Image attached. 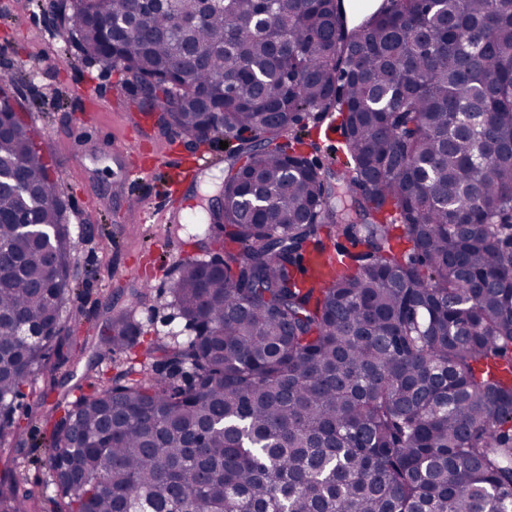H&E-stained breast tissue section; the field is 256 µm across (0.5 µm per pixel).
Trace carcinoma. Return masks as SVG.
I'll use <instances>...</instances> for the list:
<instances>
[{
    "instance_id": "cac0c4a2",
    "label": "carcinoma",
    "mask_w": 512,
    "mask_h": 512,
    "mask_svg": "<svg viewBox=\"0 0 512 512\" xmlns=\"http://www.w3.org/2000/svg\"><path fill=\"white\" fill-rule=\"evenodd\" d=\"M390 2L347 29L344 0H71L86 56L239 147L224 267L191 258L170 285L194 336L52 408L57 512H512V0ZM12 83L0 512H37L12 467L18 399L86 343L62 324L75 242ZM296 112L338 114L339 167L303 168ZM109 324L100 352L144 341L122 310Z\"/></svg>"
}]
</instances>
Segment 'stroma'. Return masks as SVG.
Returning <instances> with one entry per match:
<instances>
[{
  "label": "stroma",
  "mask_w": 512,
  "mask_h": 512,
  "mask_svg": "<svg viewBox=\"0 0 512 512\" xmlns=\"http://www.w3.org/2000/svg\"><path fill=\"white\" fill-rule=\"evenodd\" d=\"M53 0H0V75L13 76V94L51 164L64 204L63 221L76 242L71 265L80 274L67 294L64 315L77 336L94 339L111 309L125 308L140 323L145 344L98 358L87 351L77 367L56 373L57 395L75 397L77 385L98 371L117 375L149 365L146 343L184 332L169 293L182 253L205 257L213 238L209 206L224 189V170L237 141L206 144L215 162L174 177V166L197 153L179 132L155 128L139 112L117 71H106L75 49L64 23H52ZM91 86L88 105L77 90ZM171 182L194 221L170 222L154 212L161 183ZM152 208L145 217L144 208ZM48 385L34 375L19 411L23 431L18 468L29 484H45L48 429L42 396Z\"/></svg>",
  "instance_id": "1"
}]
</instances>
